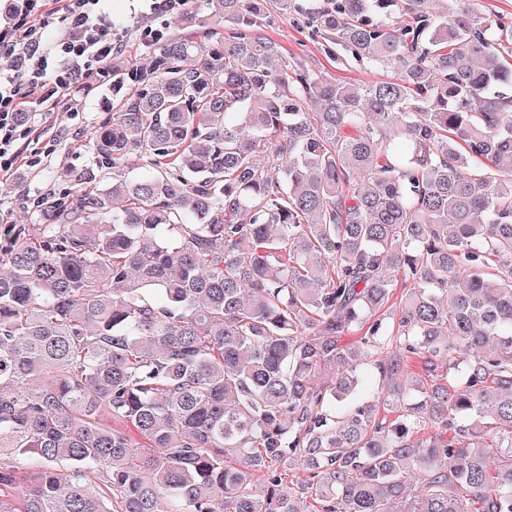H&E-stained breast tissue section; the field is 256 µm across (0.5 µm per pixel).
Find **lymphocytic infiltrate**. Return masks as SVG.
Segmentation results:
<instances>
[{"label": "lymphocytic infiltrate", "mask_w": 512, "mask_h": 512, "mask_svg": "<svg viewBox=\"0 0 512 512\" xmlns=\"http://www.w3.org/2000/svg\"><path fill=\"white\" fill-rule=\"evenodd\" d=\"M59 14L62 26L45 36ZM106 0H10L0 17V177L11 178L21 155L16 145L34 135L20 113L52 112L82 81L112 75L126 46Z\"/></svg>", "instance_id": "lymphocytic-infiltrate-1"}]
</instances>
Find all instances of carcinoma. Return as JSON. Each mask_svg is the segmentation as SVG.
<instances>
[{"instance_id":"cac0c4a2","label":"carcinoma","mask_w":512,"mask_h":512,"mask_svg":"<svg viewBox=\"0 0 512 512\" xmlns=\"http://www.w3.org/2000/svg\"><path fill=\"white\" fill-rule=\"evenodd\" d=\"M428 2L304 8L391 80L288 56L299 0L112 64L97 171L0 225V512H512V20Z\"/></svg>"}]
</instances>
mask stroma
I'll use <instances>...</instances> for the list:
<instances>
[{
    "label": "stroma",
    "instance_id": "1",
    "mask_svg": "<svg viewBox=\"0 0 512 512\" xmlns=\"http://www.w3.org/2000/svg\"><path fill=\"white\" fill-rule=\"evenodd\" d=\"M268 34L317 74L351 83L391 76L390 71L353 61L343 50L328 53L299 13L276 16ZM69 99L74 112L40 116L39 139L21 144L24 162L17 175L0 182V218L4 221L33 223L41 199L66 196L77 187L76 175L94 167L90 133L111 116L108 105L112 87L107 83H81L70 90Z\"/></svg>",
    "mask_w": 512,
    "mask_h": 512
}]
</instances>
